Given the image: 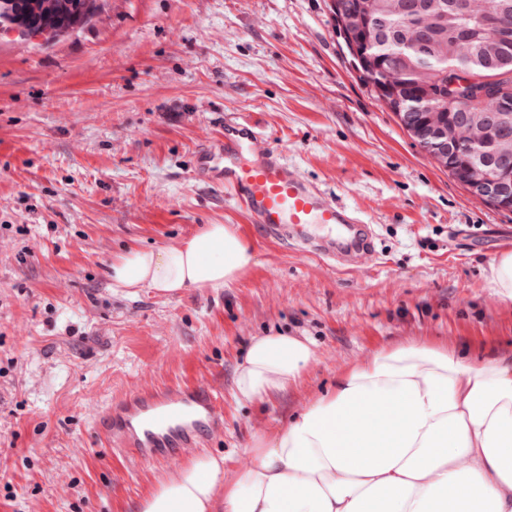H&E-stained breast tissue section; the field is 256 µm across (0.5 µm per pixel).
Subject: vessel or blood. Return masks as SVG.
<instances>
[{
	"label": "vessel or blood",
	"mask_w": 512,
	"mask_h": 512,
	"mask_svg": "<svg viewBox=\"0 0 512 512\" xmlns=\"http://www.w3.org/2000/svg\"><path fill=\"white\" fill-rule=\"evenodd\" d=\"M260 136L251 121L225 122L223 136L199 151L197 176L227 191L268 236H291L301 251L336 259L337 235L360 223V216L302 178L279 147L267 148L258 160H245V149ZM222 419L206 388L174 383L98 412L93 423L100 438L120 453L171 463L186 449L200 447Z\"/></svg>",
	"instance_id": "1"
}]
</instances>
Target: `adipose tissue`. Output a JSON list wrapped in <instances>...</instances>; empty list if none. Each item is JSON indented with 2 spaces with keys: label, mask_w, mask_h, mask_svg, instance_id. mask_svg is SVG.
<instances>
[{
  "label": "adipose tissue",
  "mask_w": 512,
  "mask_h": 512,
  "mask_svg": "<svg viewBox=\"0 0 512 512\" xmlns=\"http://www.w3.org/2000/svg\"><path fill=\"white\" fill-rule=\"evenodd\" d=\"M235 227L207 224L181 245L113 258V287L171 295L220 289L253 265ZM314 359L294 336H260L233 378L262 402L295 386ZM232 483L202 458L159 484L139 512H512V358L472 360L410 343L342 373L332 392L257 438Z\"/></svg>",
  "instance_id": "1"
}]
</instances>
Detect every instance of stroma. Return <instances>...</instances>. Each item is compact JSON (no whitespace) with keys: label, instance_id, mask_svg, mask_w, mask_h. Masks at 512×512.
I'll return each instance as SVG.
<instances>
[{"label":"stroma","instance_id":"35a3bbf8","mask_svg":"<svg viewBox=\"0 0 512 512\" xmlns=\"http://www.w3.org/2000/svg\"><path fill=\"white\" fill-rule=\"evenodd\" d=\"M331 0H96L80 27H0V512H137L212 455L224 478L381 349L409 342L512 355V301L490 286L512 210L473 196L368 84ZM244 115L306 180L360 210L377 255L339 266L266 236L194 176L196 150ZM205 224L254 249L231 287L173 296L112 287L125 249L174 247ZM311 342L299 383L243 404L252 338ZM196 382L224 422L180 463L105 446L95 411Z\"/></svg>","mask_w":512,"mask_h":512}]
</instances>
